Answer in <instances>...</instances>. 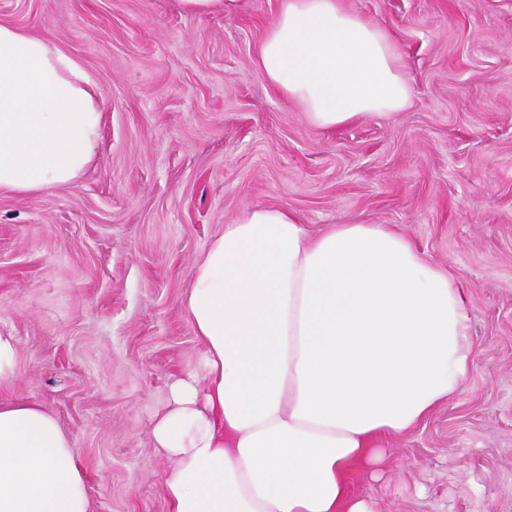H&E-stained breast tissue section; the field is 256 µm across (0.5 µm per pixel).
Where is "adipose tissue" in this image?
<instances>
[{
	"instance_id": "adipose-tissue-1",
	"label": "adipose tissue",
	"mask_w": 512,
	"mask_h": 512,
	"mask_svg": "<svg viewBox=\"0 0 512 512\" xmlns=\"http://www.w3.org/2000/svg\"><path fill=\"white\" fill-rule=\"evenodd\" d=\"M257 66L324 130L412 97L387 32L342 0H282ZM101 121L76 57L0 23V191L74 183ZM469 306L448 269L384 225L314 236L288 210L246 209L185 298L205 381L175 383L154 427L171 460L168 512H369L354 472L456 398L474 367ZM0 512H89L71 437L29 399L0 400Z\"/></svg>"
}]
</instances>
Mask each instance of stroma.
I'll use <instances>...</instances> for the list:
<instances>
[{"label":"stroma","mask_w":512,"mask_h":512,"mask_svg":"<svg viewBox=\"0 0 512 512\" xmlns=\"http://www.w3.org/2000/svg\"><path fill=\"white\" fill-rule=\"evenodd\" d=\"M280 4L0 0V23L82 62L103 112L79 180L0 191L12 392L69 433L92 512H167L153 427L204 375L183 300L212 240L255 205L314 235L383 224L468 288L475 368L354 487L371 512H512V0H345L390 33L413 97L331 131L258 73Z\"/></svg>","instance_id":"1"}]
</instances>
